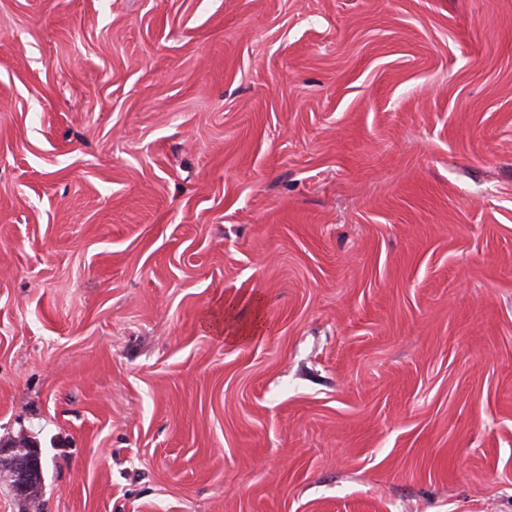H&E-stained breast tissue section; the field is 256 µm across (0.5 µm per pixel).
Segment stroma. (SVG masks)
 <instances>
[{
	"label": "stroma",
	"mask_w": 512,
	"mask_h": 512,
	"mask_svg": "<svg viewBox=\"0 0 512 512\" xmlns=\"http://www.w3.org/2000/svg\"><path fill=\"white\" fill-rule=\"evenodd\" d=\"M22 439L40 512H512V0H0Z\"/></svg>",
	"instance_id": "stroma-1"
}]
</instances>
